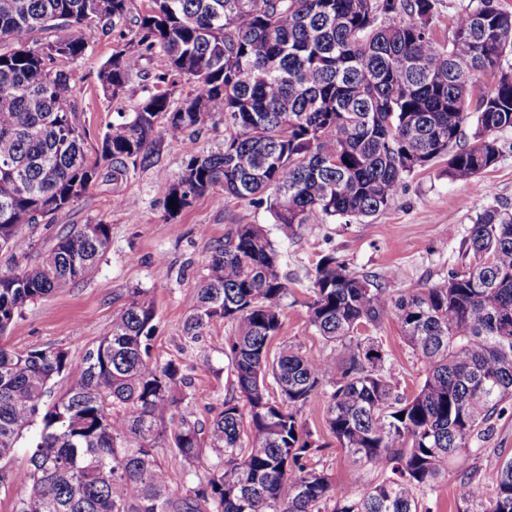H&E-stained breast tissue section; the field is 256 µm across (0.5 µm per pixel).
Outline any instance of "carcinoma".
<instances>
[{
  "label": "carcinoma",
  "instance_id": "1",
  "mask_svg": "<svg viewBox=\"0 0 512 512\" xmlns=\"http://www.w3.org/2000/svg\"><path fill=\"white\" fill-rule=\"evenodd\" d=\"M131 2L0 0V39L14 40L0 52V253L11 259L31 248L23 227L150 162L164 138L190 142L169 213L220 186L295 232L388 210L406 177L440 159L448 178L474 179L512 130V12L498 0L459 10L444 40L432 30L439 0H149L138 40L98 79L114 100L142 60L161 56L165 69L91 158L66 64L88 53L93 22L125 18ZM59 27L56 40L25 41ZM177 75L191 84L184 96ZM212 120L228 131L217 152L191 144ZM110 242L111 225L82 224L0 270V337L27 306L88 276ZM465 248L468 269L396 292L322 256L308 317L325 349L272 357L288 295L280 254L262 225H234L211 247L183 323L189 343L217 321L233 328L224 355L236 383L206 428L183 364L152 358L156 305L138 290L79 362L63 348L0 344V485L23 492L18 512H421L512 410V211L486 208ZM387 316L424 366L410 397L382 344L360 334ZM318 396L338 447L374 483L350 490L309 465L319 446L297 413ZM36 425L28 465L9 467ZM161 448L205 470L184 497ZM465 494L481 512H512V457Z\"/></svg>",
  "mask_w": 512,
  "mask_h": 512
}]
</instances>
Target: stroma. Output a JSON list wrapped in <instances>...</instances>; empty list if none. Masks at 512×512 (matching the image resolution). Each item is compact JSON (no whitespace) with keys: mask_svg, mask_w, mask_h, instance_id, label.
<instances>
[{"mask_svg":"<svg viewBox=\"0 0 512 512\" xmlns=\"http://www.w3.org/2000/svg\"><path fill=\"white\" fill-rule=\"evenodd\" d=\"M146 6L147 0H134L125 19L93 25L86 57L70 65L78 90L77 119L87 133L88 148H95L107 125L119 113L131 111L143 97L144 73L165 66L159 57L143 61L141 73L130 76L115 101L104 96L97 79L99 68L113 51L134 36L137 15ZM499 140L503 147L499 162L476 180H450L446 162L438 161L408 176L388 211L350 224L308 226L294 234L275 225L265 208L246 200L225 201L219 187L184 211L167 214L164 178L182 172L186 153L183 143L162 140L150 163L130 166L122 181H96L48 224L27 230L36 254L47 250L58 231L75 224L102 222L111 226L112 233L110 246L94 271L70 288L27 307L0 343L18 351L60 347L68 350L73 361H81L86 350L108 332L113 311L133 290L144 291L157 309L154 355L182 362L198 393L197 414L201 420H209L233 388L234 376L224 354V339L232 328L215 323L198 343L188 346L183 340V323L215 240L236 224L267 227L281 254L280 268L288 276L289 288L283 301L282 328L273 338L270 352L275 355L284 345L297 344L309 354H319L325 342L308 320L307 304L321 256L335 254L352 272L381 282L388 270H397L403 286L437 283L450 270L462 269L469 262L465 240L477 215L495 204L512 208V131L500 133ZM371 334L391 360L401 391L413 395L423 373L397 323L385 318ZM324 411L323 400L317 398L298 413L299 421L321 446L311 459L313 467L341 485L371 483L373 471L353 465L337 446L324 424ZM510 456L512 414H507L496 420L483 453L460 459L436 492L425 496L426 512H476V504L465 496L467 480L490 482L501 461Z\"/></svg>","mask_w":512,"mask_h":512,"instance_id":"35a3bbf8","label":"stroma"}]
</instances>
